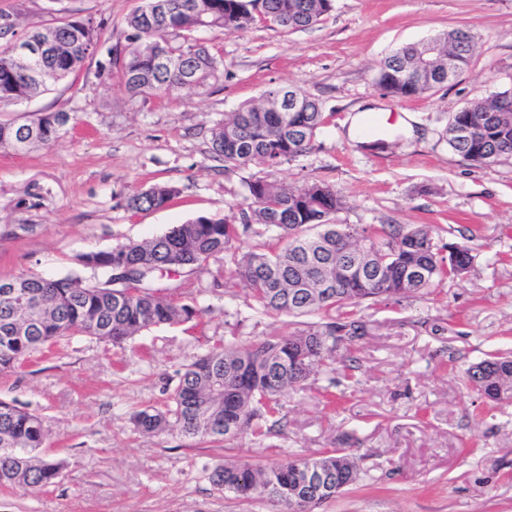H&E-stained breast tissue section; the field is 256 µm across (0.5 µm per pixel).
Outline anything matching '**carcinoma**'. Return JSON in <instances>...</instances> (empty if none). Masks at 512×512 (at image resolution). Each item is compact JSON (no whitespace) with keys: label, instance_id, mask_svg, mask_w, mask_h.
<instances>
[{"label":"carcinoma","instance_id":"carcinoma-1","mask_svg":"<svg viewBox=\"0 0 512 512\" xmlns=\"http://www.w3.org/2000/svg\"><path fill=\"white\" fill-rule=\"evenodd\" d=\"M140 0L126 18V44L104 46L103 23L66 19L35 29L26 39L50 45L35 76L16 58L15 23H5L0 12V111L27 102L66 79L85 59L104 51L101 69L119 79L135 98L163 99L190 85L199 93L224 81V64L197 34L202 30L238 31L260 23L290 32L319 23L333 9L334 0ZM469 32L444 34L440 52L450 53L465 69L473 45ZM423 52L419 44L395 50L391 64L376 73V84L386 93L411 98L442 84L407 83L398 66L411 64ZM329 116L314 103L301 112H260L247 103L212 131V149L224 160V171L258 164L276 167L312 147L317 131ZM72 110L39 112L21 122L0 123V147L18 152L57 140L77 122ZM468 122L478 129L470 141L454 135L456 125ZM448 147L472 163L492 166L512 159V90L491 99L470 102L448 120L444 131ZM250 203L233 220L199 216L141 242H129L110 251H92L76 257L84 268L109 271L112 265L131 267L127 291L117 295L102 283L79 276L44 279L12 277L18 295L31 302L32 320L18 330L25 317L13 296L0 295V372L15 369L46 347L75 335L90 336L122 348L136 334L160 325L182 324L197 316L190 301L155 289L159 275L202 267L210 258L229 254L234 275L253 300L276 315L320 316L293 332L226 347L215 341L208 351L178 374L164 409L136 412L132 424L149 436L177 434L201 443L232 445L245 436L260 441L280 425L278 397L303 384L315 367L344 351L355 362L354 346L366 332L355 308L367 300H398L410 294L442 287L456 277L455 268L471 265L470 250L438 244L425 225L381 224L358 227L339 224L336 215L344 202L325 183L302 189L276 187L257 180L248 186ZM176 187L157 183L133 195L127 203L136 211L156 210L176 196ZM274 229L277 238L238 254L241 237H261ZM451 249L449 256L442 252ZM353 262L360 273L340 276L343 263ZM416 269L414 280L407 271ZM339 311L336 317L331 311ZM466 387L478 396L512 395V357L492 356L466 370ZM48 433L41 417L0 399V488L36 490L56 483L62 461L42 454ZM299 457L260 466L248 460L219 461L208 473L219 491L238 498L271 500L278 512H292L288 488L295 484ZM320 461H341L353 473L338 476L347 487L362 479L363 471L345 448L326 450Z\"/></svg>","mask_w":512,"mask_h":512}]
</instances>
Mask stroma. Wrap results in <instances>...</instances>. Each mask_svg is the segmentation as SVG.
Wrapping results in <instances>:
<instances>
[{
  "label": "stroma",
  "mask_w": 512,
  "mask_h": 512,
  "mask_svg": "<svg viewBox=\"0 0 512 512\" xmlns=\"http://www.w3.org/2000/svg\"><path fill=\"white\" fill-rule=\"evenodd\" d=\"M139 0H0L17 37L76 17L104 22L108 44L125 41ZM462 28L474 38L469 67L447 85L409 99L375 83L394 49ZM224 62V80L203 93L130 97L90 55L67 79L25 104L72 109L77 123L25 153L0 149V277L77 275L78 254L148 239L198 216L231 218L256 180L328 183L346 202L342 224H426L441 242L468 246L466 274L431 294L358 308L366 334L355 368L318 369L285 393L281 431L235 447L134 433L132 414L160 406L177 373L211 341L242 346L290 329L264 312L210 259L186 280L192 321L141 332L125 348L88 336L61 341L10 373L0 398L37 412L50 454L65 466L55 485L0 489V512H274L262 498L217 491L206 465L243 458L267 465L327 448L351 449L364 472L314 512H512V402L467 391L465 369L512 352V160L476 166L453 153L448 118L475 99L512 90V0H334L318 24L287 32L263 25L203 31ZM274 86H297L329 121L304 155L274 168L225 172L211 132ZM377 103L356 136L351 114ZM415 119L413 133L398 124ZM180 193L166 207L134 212L128 197L153 183Z\"/></svg>",
  "instance_id": "stroma-1"
}]
</instances>
